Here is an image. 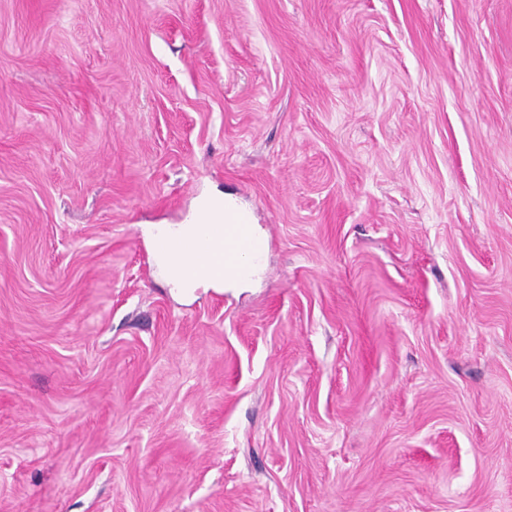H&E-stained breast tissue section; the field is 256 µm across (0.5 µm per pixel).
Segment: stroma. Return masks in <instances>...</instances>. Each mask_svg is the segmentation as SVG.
Returning a JSON list of instances; mask_svg holds the SVG:
<instances>
[{
  "label": "stroma",
  "mask_w": 512,
  "mask_h": 512,
  "mask_svg": "<svg viewBox=\"0 0 512 512\" xmlns=\"http://www.w3.org/2000/svg\"><path fill=\"white\" fill-rule=\"evenodd\" d=\"M0 512H512V0H0ZM200 219L198 213L197 216ZM164 224L156 227L148 228L150 239L156 244L159 240L164 241H190L195 245L200 244L204 237V231L207 227L214 224ZM227 221L234 228L231 235L226 237L223 226L217 225L214 226L215 232L211 240L205 242L207 248L210 246L222 247L224 254L198 248L184 252L185 249L173 260L176 267L173 271L171 266L156 253V262L160 272L172 288L180 290L200 287L241 288L250 281L248 277L260 264L263 255L256 263L247 259L248 270L244 274L228 276L224 275L223 271H236L242 264V255H254L262 248L263 244L252 234L249 214H229Z\"/></svg>",
  "instance_id": "stroma-1"
}]
</instances>
